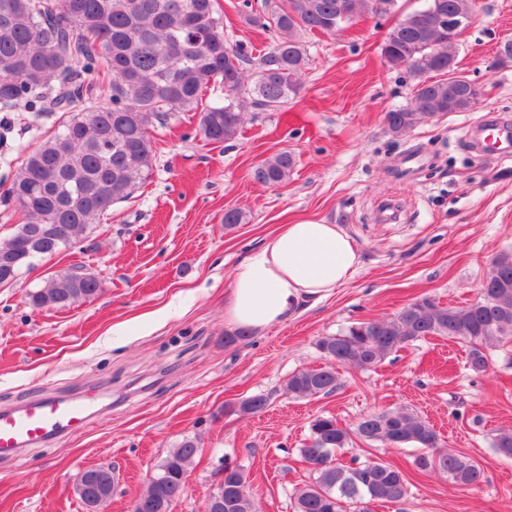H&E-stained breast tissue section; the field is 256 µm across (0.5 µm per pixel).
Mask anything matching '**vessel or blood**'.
I'll return each mask as SVG.
<instances>
[{
  "label": "vessel or blood",
  "mask_w": 512,
  "mask_h": 512,
  "mask_svg": "<svg viewBox=\"0 0 512 512\" xmlns=\"http://www.w3.org/2000/svg\"><path fill=\"white\" fill-rule=\"evenodd\" d=\"M481 143L501 154L512 153V120L489 117L479 123ZM89 406L42 396L16 409L0 411V453L50 442L61 433L82 429Z\"/></svg>",
  "instance_id": "vessel-or-blood-1"
}]
</instances>
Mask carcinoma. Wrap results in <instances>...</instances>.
<instances>
[{"label": "carcinoma", "instance_id": "carcinoma-1", "mask_svg": "<svg viewBox=\"0 0 512 512\" xmlns=\"http://www.w3.org/2000/svg\"><path fill=\"white\" fill-rule=\"evenodd\" d=\"M397 0H264L262 15L252 21L273 27L278 42L252 57L228 44L217 0H0V110L23 109L39 118L58 116V128L24 154L3 202L22 210L0 248L28 255L14 269H32L40 257L73 247L112 204L133 196L153 173L156 145L151 129L175 112H200L199 131L212 143L238 137L243 112L281 109L294 99L308 55L302 31L332 34L346 21L377 5ZM472 0H427L389 31L382 53L393 67L406 68L414 84L408 105L385 114L387 130L399 137L426 119L468 112L480 92L457 73L454 41L431 22L435 13H467ZM257 70L245 82L244 69ZM224 87V104L200 108L209 85ZM97 91L109 93V104L78 108ZM295 166L281 152L252 172L266 186L288 181ZM98 277L63 271L27 294L36 308H64L95 297ZM446 337L466 346L468 368L487 371L490 351L512 340V252L499 253L477 300L441 306L424 298L387 318L353 322L317 346L336 365L370 369L412 342ZM335 365L291 374L288 395L310 398L337 389ZM268 398L253 395L238 411L262 413ZM359 438L417 450L419 472L438 471L456 486L478 487L483 470L475 460L442 450L434 427L405 409H380L342 426L331 416L311 424L310 442L300 449L312 466V481L299 488L293 512H371L399 502L409 481L396 466L380 458L337 456ZM493 448L512 458V430L493 437ZM198 453L184 439L159 465L133 512H169L181 496L189 466ZM112 471L90 470L78 491L89 512L112 497ZM205 512H255L252 488L243 470L224 464V491L205 504Z\"/></svg>", "mask_w": 512, "mask_h": 512}]
</instances>
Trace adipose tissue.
Segmentation results:
<instances>
[{
	"mask_svg": "<svg viewBox=\"0 0 512 512\" xmlns=\"http://www.w3.org/2000/svg\"><path fill=\"white\" fill-rule=\"evenodd\" d=\"M361 264L341 225H284L235 270L224 303L227 324L260 332L294 315L301 304L330 296Z\"/></svg>",
	"mask_w": 512,
	"mask_h": 512,
	"instance_id": "ef3b65f1",
	"label": "adipose tissue"
}]
</instances>
